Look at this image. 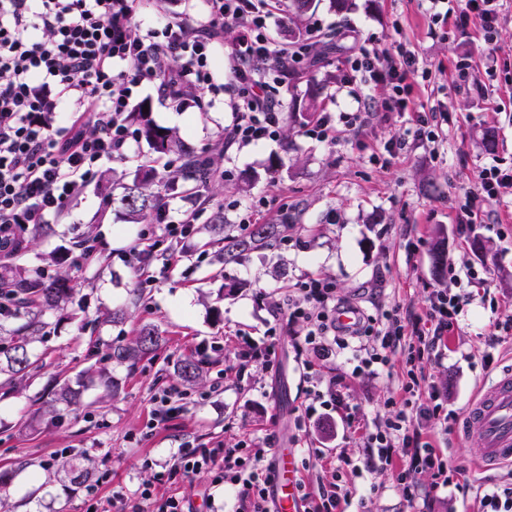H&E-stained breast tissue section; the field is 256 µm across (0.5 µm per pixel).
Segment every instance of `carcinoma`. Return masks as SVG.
I'll return each instance as SVG.
<instances>
[{
  "instance_id": "carcinoma-1",
  "label": "carcinoma",
  "mask_w": 512,
  "mask_h": 512,
  "mask_svg": "<svg viewBox=\"0 0 512 512\" xmlns=\"http://www.w3.org/2000/svg\"><path fill=\"white\" fill-rule=\"evenodd\" d=\"M127 120L153 153L159 157L176 155L184 159V164L163 175L152 166L154 159L148 157L141 161L131 181L115 183L106 180L101 182L98 189L106 201L112 200L114 190L122 189L120 203L129 219L134 223L156 224L161 219L165 194L176 192L191 198L199 190L210 188L212 183L208 181L201 163L194 162V152L185 146L175 132L156 125L149 114L143 112V107L128 113ZM287 228L286 224H252L246 232L235 234L225 224L221 210L214 212L210 223L203 225V230L209 236L223 243L219 260L225 265L239 261L254 250L272 245ZM50 260L57 270L48 277L24 266L0 265V288L13 296L15 302V306L0 318V336L8 340V346L0 347V374L6 376L7 385L26 380L32 366L33 344L45 336L49 327V323L43 319L45 312L64 309L74 291L73 279L64 270L67 254L54 253ZM162 342L159 329L154 325H145L134 340L111 345L107 359L117 365L133 367L155 354ZM176 373L185 384H199L204 376L203 362L186 357L177 365ZM87 381L98 384L107 397L117 391L108 368L88 369L74 380L55 382L46 409L38 410L40 416L52 422L59 419L64 411L79 405ZM58 469L77 488L83 486L91 476L89 467L67 460L62 461Z\"/></svg>"
}]
</instances>
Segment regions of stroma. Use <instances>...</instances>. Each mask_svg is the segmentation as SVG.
<instances>
[{
	"mask_svg": "<svg viewBox=\"0 0 512 512\" xmlns=\"http://www.w3.org/2000/svg\"><path fill=\"white\" fill-rule=\"evenodd\" d=\"M205 19L203 0H143L138 18L162 28L178 15ZM321 25L338 37L339 50L323 53L314 67L301 68L290 87L281 88L284 114L276 140L243 149L222 148L224 128L232 120V89L213 100L208 111L192 104L175 109L158 91V81L143 82L136 104L151 106L153 122L176 129L198 155L224 169L209 195V211L223 210L227 223L263 224L287 220L285 237L273 248L250 254L241 262L220 266L213 251L203 250L205 234H195L181 257L153 282H144L126 254L146 227L128 221L120 202L105 203L96 181H89L76 203L56 222L54 236L25 250L21 262L44 268L46 257L90 234L97 242L92 259L76 262L70 274L77 293L67 308L50 313L51 333L35 343L40 371L19 392L0 388V471L14 478L0 491V512H130L139 490L152 484L160 493L181 496L193 512H233L234 489L213 486L208 471L182 474L172 464L180 449L223 444L239 448L275 434V445L292 451L307 491L317 489L323 462L314 455H347L352 466L340 472V483L351 493L346 512H357L366 501L369 512H465L474 507L477 488L503 481L507 467L484 469L475 458L477 435L443 432L442 423L456 425L476 394L499 370L512 364V341L493 343L496 319L512 315V202L490 208L485 223L460 233L455 223L457 198L475 189L483 166L512 164V0H504L495 53L498 91L484 105L475 88L483 84V68L471 73L472 91L453 87L458 56L486 53L477 26L444 33L433 28L421 0H351L337 10L333 0H314L300 28ZM381 52L400 41L414 51L419 69L432 73L414 87V103H448V119L436 128L434 141H418L410 114L376 113L362 130L350 129L343 115L356 104L340 85V65L357 39ZM318 87L321 112L331 113L339 130L336 143L303 136V123L292 122L311 87ZM497 133V148L486 151L481 136ZM411 141V151L385 164L379 162L385 143ZM280 161L277 177H269L272 161ZM483 251H475L473 238ZM442 244L446 262L458 272L481 271L485 282L475 287L435 358L423 360V371L439 394L445 420H433L427 437L462 468L461 487H434L419 475L421 495L407 502L394 488L391 470H354L368 450L359 434L343 421L344 410L305 418L307 383L294 349L287 319L272 320L268 307L284 298L307 276L333 280L339 297L367 310L428 308L434 293L460 290L448 273L434 274L432 249ZM235 285L227 293L226 285ZM130 316L120 326L106 320L117 308ZM151 323L166 343L157 356L136 367L109 366L119 387L116 397L99 403L101 388L84 393L83 406L59 423L34 422L58 376L105 365L110 345L133 337ZM276 326V357L241 365L239 335L266 341ZM187 356L205 359L199 385L181 386V409L165 426H153L152 411L162 389L174 384L175 364ZM408 381L403 354L392 356L380 374L351 381L346 401L363 424L374 425L389 412L387 401L400 397ZM62 458L89 459L93 471L83 487L72 486L61 474L45 472L46 464Z\"/></svg>",
	"mask_w": 512,
	"mask_h": 512,
	"instance_id": "1",
	"label": "stroma"
}]
</instances>
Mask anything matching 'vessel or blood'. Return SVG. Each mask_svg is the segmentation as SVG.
<instances>
[{
  "mask_svg": "<svg viewBox=\"0 0 512 512\" xmlns=\"http://www.w3.org/2000/svg\"><path fill=\"white\" fill-rule=\"evenodd\" d=\"M462 434H477V455L491 464L512 462V366L494 376L459 422ZM273 512H306L292 455L276 450L271 459Z\"/></svg>",
  "mask_w": 512,
  "mask_h": 512,
  "instance_id": "b4317fda",
  "label": "vessel or blood"
}]
</instances>
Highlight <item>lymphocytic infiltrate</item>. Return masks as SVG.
<instances>
[{
  "label": "lymphocytic infiltrate",
  "instance_id": "lymphocytic-infiltrate-1",
  "mask_svg": "<svg viewBox=\"0 0 512 512\" xmlns=\"http://www.w3.org/2000/svg\"><path fill=\"white\" fill-rule=\"evenodd\" d=\"M280 0H206L207 17L197 21L179 16L162 28H136V0H0V258L10 257L22 231L62 215L81 195L101 162L120 159L133 133L126 114L134 90L146 80H159L173 105L196 91L198 108L205 94L223 91L212 68L214 55L225 47L224 28L236 38L227 66L237 88L233 119L224 130V143L240 148L277 137L282 113L276 88L282 77H270L264 61L270 51L264 30ZM500 0H429L432 22L457 27L476 25L485 44L496 42ZM344 86L357 104L348 126L366 127L375 111L386 114L409 109L410 93L419 76L414 53L397 50L378 55L366 44L345 60ZM391 84L392 93L380 104L366 94L370 84ZM70 101L66 121L55 113ZM512 198V169L495 164L482 168L476 191L459 196L455 221L475 224L481 203ZM206 200L180 215L165 216L160 234H142L129 262L146 279L154 277L156 260H171L195 234L206 212ZM465 301L460 294H437L421 313L398 308L370 313L360 310L354 328L336 322L342 301L330 279L309 277L297 283L274 315H287L303 332L294 346L303 354L308 383L305 416L317 409L344 406L345 391L355 377L374 375L399 352L412 357L433 353L454 326ZM348 353L350 368L321 381L316 363ZM405 399L375 431L362 438L370 453L365 468L392 465L405 459L395 474V487L414 501L419 474L434 485H452L457 475L448 455L424 441L423 421L441 405L424 374L410 373ZM269 446L185 448L176 467L183 473L201 469L215 475L219 485L236 490L235 512H271ZM346 457L325 468L316 497L307 512H337L348 493L339 485Z\"/></svg>",
  "mask_w": 512,
  "mask_h": 512
}]
</instances>
